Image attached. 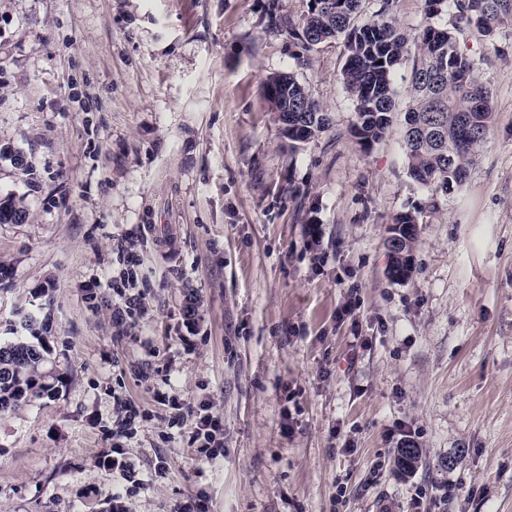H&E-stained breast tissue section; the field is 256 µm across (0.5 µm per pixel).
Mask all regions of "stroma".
<instances>
[{
  "instance_id": "stroma-1",
  "label": "stroma",
  "mask_w": 512,
  "mask_h": 512,
  "mask_svg": "<svg viewBox=\"0 0 512 512\" xmlns=\"http://www.w3.org/2000/svg\"><path fill=\"white\" fill-rule=\"evenodd\" d=\"M307 4L0 0V200L23 211L0 224V341L17 311L47 319L62 380L0 415V512L115 492L127 512L200 493L209 512H512V31L462 45L496 119L432 211L402 146L412 59L362 146L342 41L288 33ZM277 73L330 118L294 149L264 96ZM128 269L143 308L119 327ZM203 401L224 420L212 459L168 426ZM116 444L128 470L106 464ZM418 212H402L394 218L393 224H413V228L404 232L398 231L400 237L396 250L388 253V273L396 281L408 280L413 273V247L417 237Z\"/></svg>"
}]
</instances>
